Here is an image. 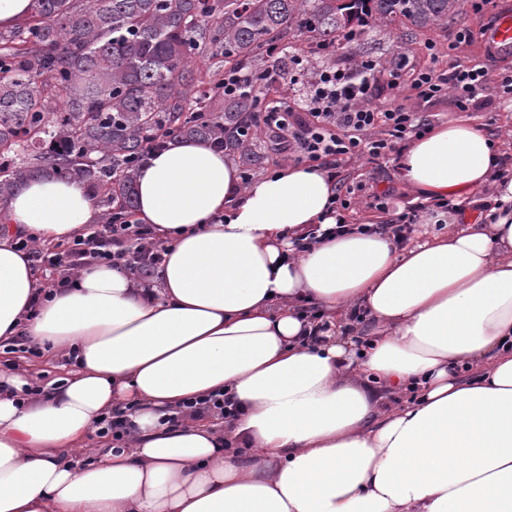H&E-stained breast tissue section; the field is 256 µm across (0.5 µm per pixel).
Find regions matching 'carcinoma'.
<instances>
[{
	"label": "carcinoma",
	"mask_w": 512,
	"mask_h": 512,
	"mask_svg": "<svg viewBox=\"0 0 512 512\" xmlns=\"http://www.w3.org/2000/svg\"><path fill=\"white\" fill-rule=\"evenodd\" d=\"M463 0H32L0 30V205L30 179L81 184L102 222L136 206L140 159L167 140L219 145L249 173L263 163L261 131L242 129L257 93L203 87L198 62L266 76L293 34L325 54L376 27L410 39L457 16Z\"/></svg>",
	"instance_id": "carcinoma-1"
}]
</instances>
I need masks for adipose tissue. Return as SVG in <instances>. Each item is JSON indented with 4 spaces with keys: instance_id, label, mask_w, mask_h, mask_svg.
I'll return each mask as SVG.
<instances>
[{
    "instance_id": "ef3b65f1",
    "label": "adipose tissue",
    "mask_w": 512,
    "mask_h": 512,
    "mask_svg": "<svg viewBox=\"0 0 512 512\" xmlns=\"http://www.w3.org/2000/svg\"><path fill=\"white\" fill-rule=\"evenodd\" d=\"M505 156L463 116L413 138L398 167L423 209L400 246L337 210L320 166L246 185L223 152L174 141L136 183L157 280L97 263L38 305L16 236L68 241L100 211L78 183L29 181L0 231V341L76 368L34 395L0 370V512H512ZM312 224L321 241L297 250ZM215 393L234 419L171 424ZM116 406L130 438L89 448Z\"/></svg>"
}]
</instances>
